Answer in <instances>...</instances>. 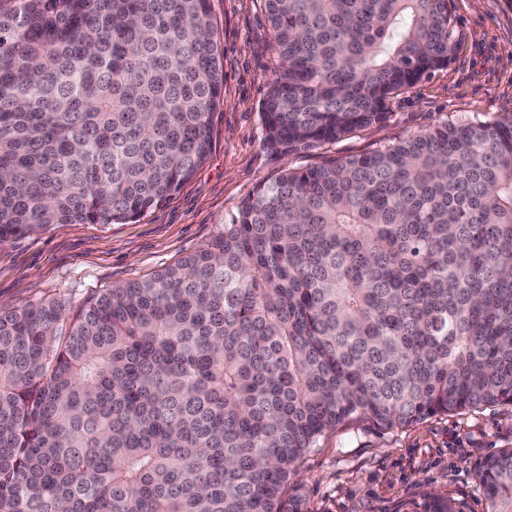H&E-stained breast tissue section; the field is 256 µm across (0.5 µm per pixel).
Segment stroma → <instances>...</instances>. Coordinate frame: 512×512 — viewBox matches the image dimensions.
<instances>
[{"label": "stroma", "instance_id": "obj_1", "mask_svg": "<svg viewBox=\"0 0 512 512\" xmlns=\"http://www.w3.org/2000/svg\"><path fill=\"white\" fill-rule=\"evenodd\" d=\"M224 67L212 150L166 203L128 224H54L0 246V304L62 300L141 280L203 248L231 214L284 168L362 154L446 121L512 115V0H448L458 50L448 67L390 104L381 125L280 157L264 145L262 103L278 65L260 0H211ZM512 448V405L436 414L407 427L355 418L326 430L299 465L310 512H422L428 494L458 512H487L474 465Z\"/></svg>", "mask_w": 512, "mask_h": 512}]
</instances>
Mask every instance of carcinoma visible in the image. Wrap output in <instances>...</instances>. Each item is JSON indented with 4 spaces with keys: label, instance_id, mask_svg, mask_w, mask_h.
<instances>
[{
    "label": "carcinoma",
    "instance_id": "1",
    "mask_svg": "<svg viewBox=\"0 0 512 512\" xmlns=\"http://www.w3.org/2000/svg\"><path fill=\"white\" fill-rule=\"evenodd\" d=\"M273 154L389 119L448 67V0H263ZM210 0H0V244L125 223L208 158ZM512 404V115L260 184L206 247L0 307V512H309L322 433ZM512 512V448L478 461Z\"/></svg>",
    "mask_w": 512,
    "mask_h": 512
}]
</instances>
